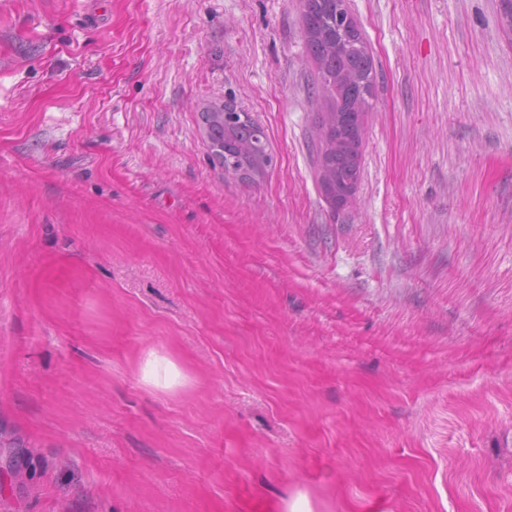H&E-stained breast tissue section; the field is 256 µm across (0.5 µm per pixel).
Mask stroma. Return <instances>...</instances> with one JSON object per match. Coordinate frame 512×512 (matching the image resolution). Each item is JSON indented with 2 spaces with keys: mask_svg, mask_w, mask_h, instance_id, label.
Masks as SVG:
<instances>
[{
  "mask_svg": "<svg viewBox=\"0 0 512 512\" xmlns=\"http://www.w3.org/2000/svg\"><path fill=\"white\" fill-rule=\"evenodd\" d=\"M347 7L376 80L337 207L304 0H0V512H512V33ZM228 98L255 185L208 155ZM239 112L234 101H224L201 112V120L213 160L227 173L255 182L271 163L266 148L258 147L267 136L262 126L246 119V112L240 113L243 120ZM148 379L161 387H172L182 378L177 366L169 359L151 355L146 362Z\"/></svg>",
  "mask_w": 512,
  "mask_h": 512,
  "instance_id": "35a3bbf8",
  "label": "stroma"
}]
</instances>
